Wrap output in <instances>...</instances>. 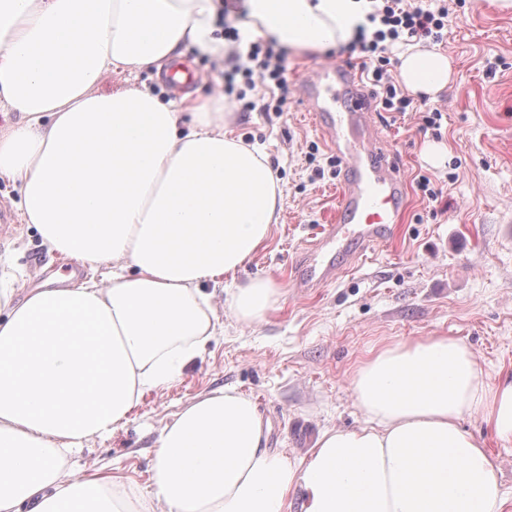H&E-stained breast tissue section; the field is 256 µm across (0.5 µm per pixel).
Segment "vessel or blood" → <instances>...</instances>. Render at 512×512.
<instances>
[{"label":"vessel or blood","instance_id":"obj_1","mask_svg":"<svg viewBox=\"0 0 512 512\" xmlns=\"http://www.w3.org/2000/svg\"><path fill=\"white\" fill-rule=\"evenodd\" d=\"M167 84L182 91L194 82L183 63H172ZM302 100L341 163L340 196L324 236L303 254L296 276L307 288L333 282L370 246L391 240L402 220L405 180L393 157L378 145L373 100L353 70L328 64L302 83Z\"/></svg>","mask_w":512,"mask_h":512}]
</instances>
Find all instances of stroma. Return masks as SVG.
<instances>
[{
    "mask_svg": "<svg viewBox=\"0 0 512 512\" xmlns=\"http://www.w3.org/2000/svg\"><path fill=\"white\" fill-rule=\"evenodd\" d=\"M448 36L439 43L454 74L434 102L443 113L439 135L421 132L417 113L377 115L407 183L408 201L392 241L366 251L359 267L317 290L302 287L295 265L319 237L338 204L333 151L301 100V83L328 63L361 71L362 60L340 48L287 51L288 102L267 110L272 92L236 77L229 64L186 51L198 79L189 94L225 115L229 131L261 148L282 186L278 224L234 279L203 284L224 328L188 364L180 379L147 391L126 425L92 437L73 459L80 475L150 485L160 429L199 396L232 387L256 401L269 427V446L293 459L314 448L330 428L356 429L367 417L352 387L370 349L427 336L460 339L474 353L481 379L512 374V11L497 0H448ZM427 176L436 200L416 189ZM19 195L0 179V274L16 292L53 282L66 287L101 280L78 265L63 275L62 257L43 245L36 227L16 218ZM270 279L279 295L263 318L247 322L229 308L235 284ZM463 428L485 441L495 477L512 512V443L498 440L477 416Z\"/></svg>",
    "mask_w": 512,
    "mask_h": 512,
    "instance_id": "stroma-1",
    "label": "stroma"
}]
</instances>
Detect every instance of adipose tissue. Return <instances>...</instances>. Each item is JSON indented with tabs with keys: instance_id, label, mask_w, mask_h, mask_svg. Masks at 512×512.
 I'll use <instances>...</instances> for the list:
<instances>
[{
	"instance_id": "obj_1",
	"label": "adipose tissue",
	"mask_w": 512,
	"mask_h": 512,
	"mask_svg": "<svg viewBox=\"0 0 512 512\" xmlns=\"http://www.w3.org/2000/svg\"><path fill=\"white\" fill-rule=\"evenodd\" d=\"M374 5L247 0L232 44L219 0H0V178L50 251L108 270L102 284L18 299L0 289V512H286L297 488L304 512H501L492 457L461 420L512 442V376L485 384L450 336L371 352L353 377L367 425L325 430L302 459L270 450L256 403L221 388L161 428L151 493L69 463L216 335L201 286L266 242L282 198L266 154L226 131L223 113L132 85L104 92V77L160 70L188 49L242 56L256 35L323 51L373 36ZM399 77L434 98L452 62L417 45ZM276 294L254 278L229 307L256 320Z\"/></svg>"
}]
</instances>
